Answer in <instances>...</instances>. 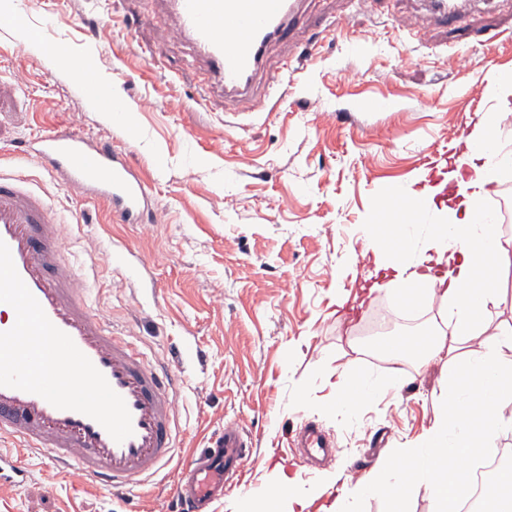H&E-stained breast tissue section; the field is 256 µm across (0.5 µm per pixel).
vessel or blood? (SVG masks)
Wrapping results in <instances>:
<instances>
[{
	"label": "vessel or blood",
	"mask_w": 512,
	"mask_h": 512,
	"mask_svg": "<svg viewBox=\"0 0 512 512\" xmlns=\"http://www.w3.org/2000/svg\"><path fill=\"white\" fill-rule=\"evenodd\" d=\"M175 35L190 39L226 98L252 108L259 74L275 86L295 62L270 66L303 0H168ZM26 156L62 186L107 203L114 224L140 222L144 184L128 155L66 129L30 139ZM64 224L22 172L0 171V486L26 479L23 458L49 454L90 488L140 491L174 457L179 376L149 360L93 313L89 279L65 248ZM243 428L224 427L211 452L186 466L173 497L199 512L233 483L246 447ZM303 456L328 463L335 444L309 424Z\"/></svg>",
	"instance_id": "b4317fda"
}]
</instances>
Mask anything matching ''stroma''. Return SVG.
<instances>
[{
    "label": "stroma",
    "mask_w": 512,
    "mask_h": 512,
    "mask_svg": "<svg viewBox=\"0 0 512 512\" xmlns=\"http://www.w3.org/2000/svg\"><path fill=\"white\" fill-rule=\"evenodd\" d=\"M271 59L303 55L253 108L210 88L195 49L174 36L160 0H0V170L34 178L63 223L67 248L90 280L96 315L180 375L177 448L135 497L91 489L48 456L29 479L0 487V512H173L182 468L211 448L225 424L248 433L245 465L207 506L234 512L269 495L281 476L313 493L321 512L343 483L370 477L393 449L418 441L446 404V360L419 368L369 350L365 333L388 317L384 338L430 330L438 309L401 311L375 275L367 226L391 190L439 184L479 116L500 113L512 150V93L490 86L512 72V0H469L441 22L429 0H306ZM336 31L321 34L328 18ZM68 57L42 53L45 41ZM156 48V56L143 47ZM94 64L87 96L68 58ZM128 103L114 118L103 100ZM384 101L381 110L374 100ZM126 153L149 198L141 223L112 224L104 203L62 187L24 156L30 136L55 126ZM404 370V386L357 411L331 386ZM336 441L334 461L312 466L291 440L306 424Z\"/></svg>",
    "instance_id": "1"
}]
</instances>
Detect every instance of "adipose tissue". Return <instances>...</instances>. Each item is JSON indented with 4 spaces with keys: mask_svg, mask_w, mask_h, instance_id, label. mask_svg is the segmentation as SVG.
<instances>
[{
    "mask_svg": "<svg viewBox=\"0 0 512 512\" xmlns=\"http://www.w3.org/2000/svg\"><path fill=\"white\" fill-rule=\"evenodd\" d=\"M499 129L500 117L491 112L466 136L468 151L448 174L458 185L457 206L437 205L436 186L400 194L404 221L369 227L380 268L395 273L396 307L439 308L440 326L408 349L423 365L447 358L452 409L439 413L417 443L397 449L396 463H381L367 484L344 486L323 512H350L351 499L366 491L394 501L421 492L432 512H455L468 494L459 479L462 462L493 447L499 430L512 424V325L491 316L502 300L499 274L512 265V237L485 206L496 171L512 166V153L499 147ZM403 383L400 371L379 383L345 371L334 385L336 402L350 410L368 406Z\"/></svg>",
    "mask_w": 512,
    "mask_h": 512,
    "instance_id": "1",
    "label": "adipose tissue"
}]
</instances>
